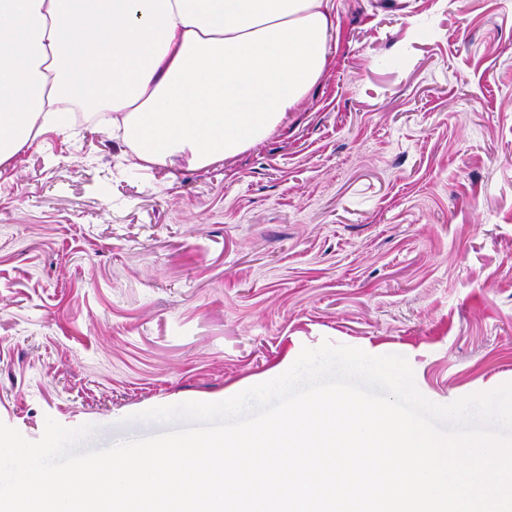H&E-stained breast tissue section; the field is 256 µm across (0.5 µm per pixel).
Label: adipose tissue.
<instances>
[{"label":"adipose tissue","instance_id":"adipose-tissue-1","mask_svg":"<svg viewBox=\"0 0 512 512\" xmlns=\"http://www.w3.org/2000/svg\"><path fill=\"white\" fill-rule=\"evenodd\" d=\"M334 0H0V166L101 104L131 166L266 138L333 64Z\"/></svg>","mask_w":512,"mask_h":512}]
</instances>
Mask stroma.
Segmentation results:
<instances>
[{
  "mask_svg": "<svg viewBox=\"0 0 512 512\" xmlns=\"http://www.w3.org/2000/svg\"><path fill=\"white\" fill-rule=\"evenodd\" d=\"M334 63L237 156L68 117L0 168V422L98 431L323 342L450 404L512 383V0H334Z\"/></svg>",
  "mask_w": 512,
  "mask_h": 512,
  "instance_id": "stroma-1",
  "label": "stroma"
}]
</instances>
